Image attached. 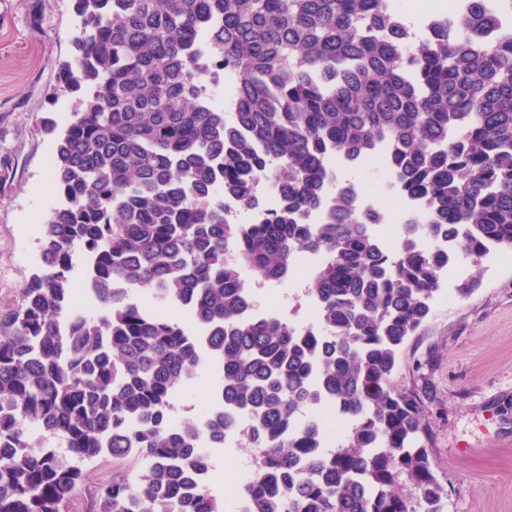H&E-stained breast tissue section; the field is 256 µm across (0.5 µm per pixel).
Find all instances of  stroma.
I'll use <instances>...</instances> for the list:
<instances>
[{"mask_svg":"<svg viewBox=\"0 0 512 512\" xmlns=\"http://www.w3.org/2000/svg\"><path fill=\"white\" fill-rule=\"evenodd\" d=\"M78 34L73 0H0V309L14 304L39 264V226L56 199L53 141L41 119L60 121L75 108L71 95L50 93ZM471 278L475 290L458 296ZM442 291L402 348L390 384L423 402L444 512H512V263L493 254L477 266L463 262ZM218 384L213 373L190 380L174 402L175 420H198ZM251 459V449L234 442L217 449L212 493L229 497V471ZM134 469L108 457L84 464L68 512H85L94 486Z\"/></svg>","mask_w":512,"mask_h":512,"instance_id":"1","label":"stroma"}]
</instances>
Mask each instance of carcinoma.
<instances>
[{
	"mask_svg": "<svg viewBox=\"0 0 512 512\" xmlns=\"http://www.w3.org/2000/svg\"><path fill=\"white\" fill-rule=\"evenodd\" d=\"M74 2L75 56L52 94L75 110L44 123L57 200L43 262L0 311V512H65L104 455L140 469L96 485L86 512H228L209 479L229 429L253 448L234 495L248 512H442L422 402L390 377L450 263L512 250V0H456L419 34L399 0ZM380 151L423 218L394 257L369 229L382 213L354 208L330 165ZM258 180L278 204L230 223L224 199L258 205ZM303 254L327 256L308 288L316 325L252 315L243 272L280 282ZM77 275L92 313L73 309ZM141 287L154 307L131 301ZM203 367L215 396L178 423ZM325 405L346 422L334 440ZM26 422L78 463L33 448Z\"/></svg>",
	"mask_w": 512,
	"mask_h": 512,
	"instance_id": "1",
	"label": "carcinoma"
}]
</instances>
